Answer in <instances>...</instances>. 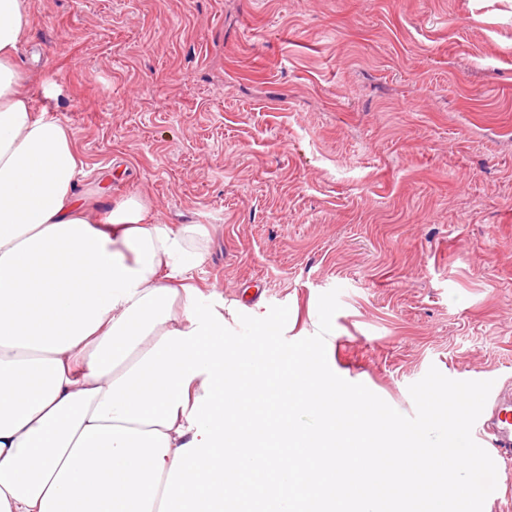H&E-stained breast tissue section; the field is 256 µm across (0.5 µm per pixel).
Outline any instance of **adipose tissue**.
I'll use <instances>...</instances> for the list:
<instances>
[{
	"label": "adipose tissue",
	"mask_w": 512,
	"mask_h": 512,
	"mask_svg": "<svg viewBox=\"0 0 512 512\" xmlns=\"http://www.w3.org/2000/svg\"><path fill=\"white\" fill-rule=\"evenodd\" d=\"M28 36L27 0H0V512H244L265 471L278 512H475L474 396L424 387L407 425L315 348L244 372L246 306L189 283L206 229L133 197L90 218L70 129L22 84Z\"/></svg>",
	"instance_id": "ef3b65f1"
}]
</instances>
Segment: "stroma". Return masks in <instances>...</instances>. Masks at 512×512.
Returning <instances> with one entry per match:
<instances>
[{
	"label": "stroma",
	"instance_id": "obj_1",
	"mask_svg": "<svg viewBox=\"0 0 512 512\" xmlns=\"http://www.w3.org/2000/svg\"><path fill=\"white\" fill-rule=\"evenodd\" d=\"M28 5L23 85L92 219L205 225L201 307L320 309L337 372L411 424L433 382L512 395V0ZM467 478L512 512V463Z\"/></svg>",
	"mask_w": 512,
	"mask_h": 512
}]
</instances>
